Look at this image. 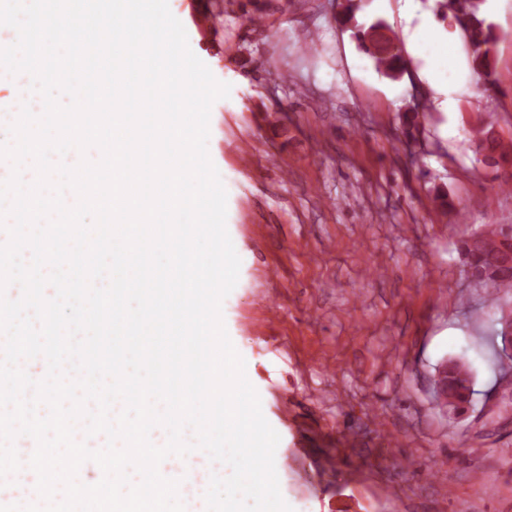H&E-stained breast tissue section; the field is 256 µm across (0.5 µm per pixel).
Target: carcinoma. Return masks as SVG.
<instances>
[{
	"mask_svg": "<svg viewBox=\"0 0 512 512\" xmlns=\"http://www.w3.org/2000/svg\"><path fill=\"white\" fill-rule=\"evenodd\" d=\"M484 2L485 0H452L451 5L457 22L468 39L472 69L477 74L488 77L492 71V52L497 35L485 13ZM384 28L386 25L377 21L366 29H356L355 37L361 50L373 59L377 69L392 77L402 72L407 62L395 43H389L382 52L374 50L371 33ZM488 132L489 128L479 125L472 129L471 134L482 149L483 162L497 168L500 163L508 161L512 156V145L489 137ZM504 232L505 228L502 225H493V236L489 237L487 232H482L479 246L474 250L464 247L465 255L472 258L481 268L492 265L497 259L499 238Z\"/></svg>",
	"mask_w": 512,
	"mask_h": 512,
	"instance_id": "1",
	"label": "carcinoma"
}]
</instances>
